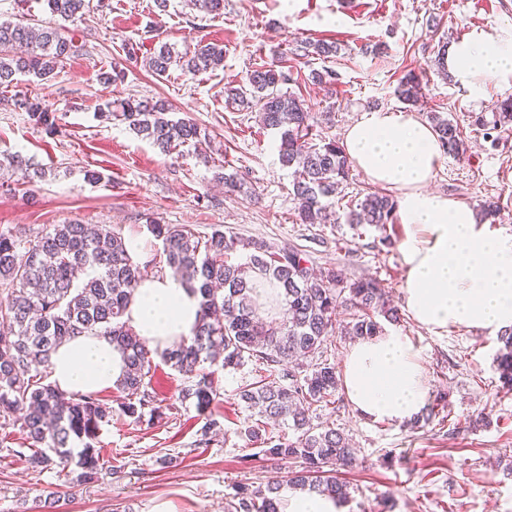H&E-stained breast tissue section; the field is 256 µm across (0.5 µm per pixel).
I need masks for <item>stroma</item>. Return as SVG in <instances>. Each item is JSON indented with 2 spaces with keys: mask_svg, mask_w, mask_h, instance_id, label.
I'll return each instance as SVG.
<instances>
[{
  "mask_svg": "<svg viewBox=\"0 0 512 512\" xmlns=\"http://www.w3.org/2000/svg\"><path fill=\"white\" fill-rule=\"evenodd\" d=\"M111 8L69 28L79 56L48 82L19 76L17 88L35 91L58 117L56 133L34 126L27 113L0 110V159L18 154L43 178L0 193V231L35 237L53 224H111L138 240L140 260L159 254L150 246L146 217L163 224L213 227L272 247L309 250L313 269L335 267L346 278H375L391 287V304H402L406 265L398 248L403 224H395L393 246L381 233L345 221L308 225L296 218L293 177L278 161L279 137L253 112L228 103L227 86L243 87L254 62L295 65L288 92L303 99L318 119L314 131L342 140L365 113L387 111L427 120L438 112L457 123L463 155H445L431 190L481 209L494 201L493 227L512 233V123L484 139L481 126L494 119L512 92L486 83L473 96L434 64L441 43H456L473 29L512 37V0H224V13L207 16L187 0H170L167 12L154 0H110ZM336 43L335 57L298 59L304 40ZM224 47L223 68L190 74L174 68L156 77L127 64L122 83L103 87L100 72L126 62L124 47L148 55L158 42L185 50L198 41ZM332 69L330 85H314L311 71ZM417 74L425 96L416 105L400 101L399 79ZM149 97L171 104L176 115L196 123L205 144L180 147L169 156L132 133L127 124L100 123L94 114L106 100ZM102 173L88 183L86 170ZM242 179L227 193L217 171ZM395 328L407 336L422 364L429 404L444 403L445 425L372 421L337 391V401L313 407L312 425L341 429L351 440L357 468L342 471L351 499L344 512H512V392L500 389L495 362L497 337L482 329L433 331L402 317ZM262 366L246 363L219 374L213 411L220 432L201 442L195 408L180 401L181 375L154 359L148 389L161 405L155 424L136 425L113 415L99 442L111 469L96 482L76 487L58 512H224L238 486L285 480L288 466L268 460L240 434L246 412L242 386L257 381ZM21 435L0 447V512H22L38 490L62 487L55 471L34 472L14 457Z\"/></svg>",
  "mask_w": 512,
  "mask_h": 512,
  "instance_id": "35a3bbf8",
  "label": "stroma"
}]
</instances>
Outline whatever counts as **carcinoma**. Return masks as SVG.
Instances as JSON below:
<instances>
[{"mask_svg": "<svg viewBox=\"0 0 512 512\" xmlns=\"http://www.w3.org/2000/svg\"><path fill=\"white\" fill-rule=\"evenodd\" d=\"M49 19L41 23L0 21V86L14 83L23 73L47 80L78 56L82 46L67 35V24L85 21L107 7L105 0H45ZM207 15L224 13V0H191ZM302 56L328 59L337 53L334 42L306 41ZM224 64V47L203 41L179 52L164 42L145 58V67L157 77L176 65L190 74ZM288 74L273 65L258 64L248 87L229 88V100L242 109L258 108L263 124L279 133L282 166L293 170L292 194L302 224H334L336 198L350 171V160L335 140H316L317 119L299 96L282 85ZM398 98L411 105L423 98L416 75L399 81ZM0 105L28 113L30 119L53 134L52 105L25 93L0 98ZM103 123L119 120L136 135L170 155L186 143L201 144V130L190 120L174 118L168 103L158 99H115L99 108ZM444 151L457 155L465 142L451 120L430 113ZM512 122V98L502 102L498 119L482 124L490 139L498 125ZM346 222L374 226L382 231L394 223L397 201L390 194L367 193L347 204ZM152 237L161 242V254L172 276L200 295V318L193 336L172 348L149 349L125 320L138 283L149 277L150 264L130 253L121 228H90L69 222L54 224L35 240L0 232V446L11 435L23 436L26 451L17 452L34 471L57 469L67 484L99 479L105 461L95 446L101 427L112 420V404L93 395L74 396L45 382L51 355L63 343L83 333L112 340L123 369L116 388L126 393L119 412L135 424H151L161 415L155 396L146 389L152 355L159 356L183 377L182 400L191 402L205 419L201 440L220 427L212 416L217 397L215 370H236L254 359L267 374L239 391L240 401L258 419L247 416L241 426L248 440L264 448L270 459L290 463L286 485L336 495L348 502L347 485L337 468L356 465L355 449L343 432L314 427L309 412L332 403L340 378L335 365L323 360L299 378L288 365L324 353V343L335 331L339 311L350 312L344 334L361 338L382 332L377 320L400 319L397 308L386 304L389 293L381 281H347L335 268L310 272L309 255L295 247L274 249L260 240L243 242L215 227L200 232L189 224L146 221ZM250 250L243 262L232 259L239 248ZM268 282L279 288L277 303L283 319L263 316L256 288ZM496 358L501 390L512 392V329L498 335ZM283 424L294 438L272 440L263 435L265 422ZM282 486L242 485L227 503L226 512H279Z\"/></svg>", "mask_w": 512, "mask_h": 512, "instance_id": "cac0c4a2", "label": "carcinoma"}]
</instances>
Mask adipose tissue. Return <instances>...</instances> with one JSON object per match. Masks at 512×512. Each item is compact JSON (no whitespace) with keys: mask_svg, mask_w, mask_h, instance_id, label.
<instances>
[{"mask_svg":"<svg viewBox=\"0 0 512 512\" xmlns=\"http://www.w3.org/2000/svg\"><path fill=\"white\" fill-rule=\"evenodd\" d=\"M446 69L471 92L485 81L512 88V39L479 29L453 45ZM343 146L376 185L400 190L397 210L406 235L403 305L430 330L451 327L500 332L512 328V233L493 228L467 204L427 191L443 160L436 132L404 115L366 114L345 132ZM199 300L171 276L140 282L125 314L151 346L190 337ZM51 379L65 392L89 395L111 389L121 375L108 337L84 334L51 357ZM346 395L365 418L402 424L427 405L423 369L407 337L394 329L357 340L342 374Z\"/></svg>","mask_w":512,"mask_h":512,"instance_id":"1","label":"adipose tissue"}]
</instances>
